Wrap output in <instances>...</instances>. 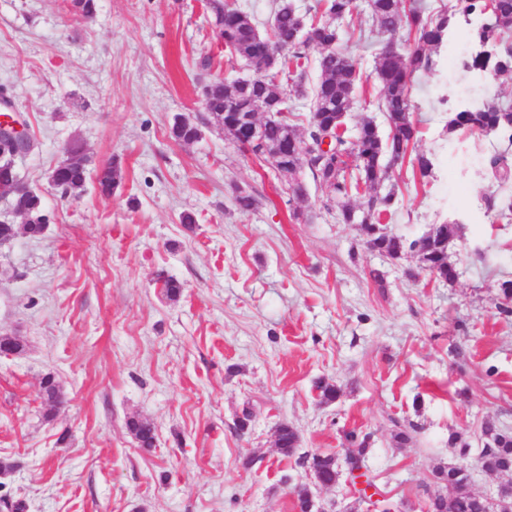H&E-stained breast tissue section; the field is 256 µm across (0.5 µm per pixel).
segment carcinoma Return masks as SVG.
I'll use <instances>...</instances> for the list:
<instances>
[{"label": "carcinoma", "instance_id": "1", "mask_svg": "<svg viewBox=\"0 0 512 512\" xmlns=\"http://www.w3.org/2000/svg\"><path fill=\"white\" fill-rule=\"evenodd\" d=\"M367 11L372 25L359 30L358 40L371 45L379 36L395 41L406 35L407 45L394 56L376 57L375 74L370 77L353 57L339 47V24L352 16L354 0H318L313 11L301 15L291 0H278L265 34H260L252 19L243 11L226 3L213 0V24L216 38L224 51L254 69L256 79L249 82L236 80L228 83L216 81L204 92L208 98L206 110L212 119L228 124L234 117L224 110V103L232 101L244 112H252L257 105L277 106L283 98L307 100L316 108L319 122L309 123L308 141L296 134L289 119L267 121L262 135L269 150H288V174L293 176L310 167L308 145L314 143L315 133L329 127L347 123L358 93L376 92L377 107L388 126V134L379 133L376 118L365 117L355 128L336 132L335 153L321 176L333 175L330 195L323 202L327 211H333L339 224L359 225V236L367 249H375L387 258L399 260L413 253L419 256L421 268L436 278L452 283L457 273L449 261L448 244L456 235V224L444 223L436 227L435 235L427 242L416 238L408 240L391 231L374 233L369 225L376 216H390L399 202L395 189L384 190L393 179V164L407 161L413 177L423 181L430 177L433 161L423 152L415 151L419 129L411 119V77L428 71L434 64L433 55L448 42L458 23V17L470 26L475 49L455 60L462 73L479 72L498 79H512V0H456V5L429 12L413 3L402 5V0H367ZM277 53L272 72L279 79L260 73L268 52ZM318 53L316 66L319 78L308 83L310 52ZM374 82H369V79ZM439 104L446 107L448 122L445 131L450 136L483 135L499 138L505 147L494 149L486 161L494 177L503 188L512 183V102L497 99L475 100L459 107L443 96ZM198 126L181 119L174 121L171 138L179 143L198 140ZM50 179L67 195L82 189L87 180H94L99 194L111 197L121 185V168L114 162L90 168V159L82 146L74 144L63 154L62 160L51 172ZM359 204H352L353 199ZM487 210L512 223V201L505 202L495 195L485 199ZM13 209L32 219L29 236L41 235V225L48 223L42 196L32 189L13 194ZM44 400L50 407L62 402V393L53 375L42 381ZM128 428L142 448L153 447L156 430L148 421L133 418ZM482 435L488 444L482 453L483 469L489 472L512 471V434L487 422ZM277 445L287 457L294 454L299 436L294 427L284 423L276 430ZM347 445L346 455L365 459L371 436L350 430L343 433ZM310 468L319 473L320 484L333 485L340 471L336 459L330 455L315 454ZM436 477L452 488L462 487L469 480L466 463L440 466ZM485 501L475 493L455 498L453 512H487Z\"/></svg>", "mask_w": 512, "mask_h": 512}]
</instances>
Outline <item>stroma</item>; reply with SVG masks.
I'll list each match as a JSON object with an SVG mask.
<instances>
[{
	"label": "stroma",
	"instance_id": "obj_1",
	"mask_svg": "<svg viewBox=\"0 0 512 512\" xmlns=\"http://www.w3.org/2000/svg\"><path fill=\"white\" fill-rule=\"evenodd\" d=\"M208 4L98 0L88 21L69 0H0V103L27 125L33 147L16 167L49 218L43 235L0 248V336L24 344L0 356V512H297L306 483L324 512H374L349 474L322 487L301 463L344 457L351 429L372 436L380 497L427 512L449 492L436 468L460 460L451 434L477 454L485 422L512 432V316L497 309L512 223L483 204L495 189L482 165L490 138L445 134L438 99L507 97L512 82L460 80L444 50L412 78L416 149L434 170L415 185L396 168L388 227L414 239L457 223L448 284L415 256L366 249L309 172L305 201H290L271 161L206 122L204 85L248 74L208 26ZM370 26L355 0L339 42L368 74L378 48L355 32ZM179 116L201 124V139L171 138ZM73 141L92 165L120 164L111 198L91 182L68 196L51 185ZM241 191L256 199L250 212L234 205ZM166 278L179 295H166ZM48 374L63 394L53 409ZM322 379L341 386L339 401L322 402ZM133 418L154 424V448L139 447ZM282 423L300 436L288 458L275 445ZM399 424L413 428L403 444Z\"/></svg>",
	"mask_w": 512,
	"mask_h": 512
}]
</instances>
